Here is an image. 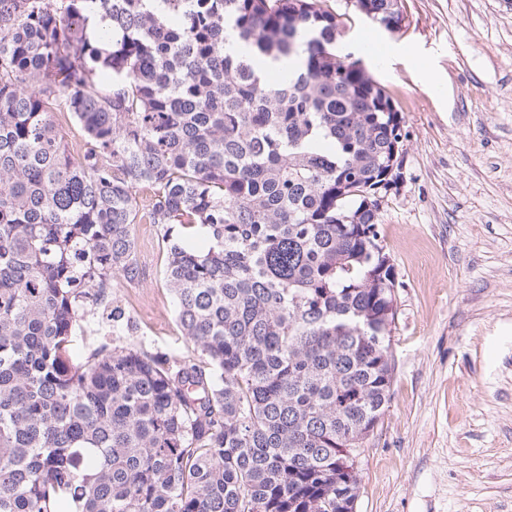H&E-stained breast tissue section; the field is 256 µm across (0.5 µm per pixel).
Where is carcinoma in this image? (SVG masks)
I'll use <instances>...</instances> for the list:
<instances>
[{
	"instance_id": "cac0c4a2",
	"label": "carcinoma",
	"mask_w": 512,
	"mask_h": 512,
	"mask_svg": "<svg viewBox=\"0 0 512 512\" xmlns=\"http://www.w3.org/2000/svg\"><path fill=\"white\" fill-rule=\"evenodd\" d=\"M319 2L0 0V512H355L407 132ZM143 220L196 359L124 340ZM99 313L112 342L81 352Z\"/></svg>"
}]
</instances>
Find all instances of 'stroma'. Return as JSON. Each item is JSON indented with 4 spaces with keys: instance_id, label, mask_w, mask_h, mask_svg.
<instances>
[{
    "instance_id": "stroma-1",
    "label": "stroma",
    "mask_w": 512,
    "mask_h": 512,
    "mask_svg": "<svg viewBox=\"0 0 512 512\" xmlns=\"http://www.w3.org/2000/svg\"><path fill=\"white\" fill-rule=\"evenodd\" d=\"M324 2L351 16L337 50L408 131L379 220L398 282L391 400L356 460V512H512V0H402L397 33ZM135 236L142 275L114 295L139 341L192 355L159 230Z\"/></svg>"
}]
</instances>
